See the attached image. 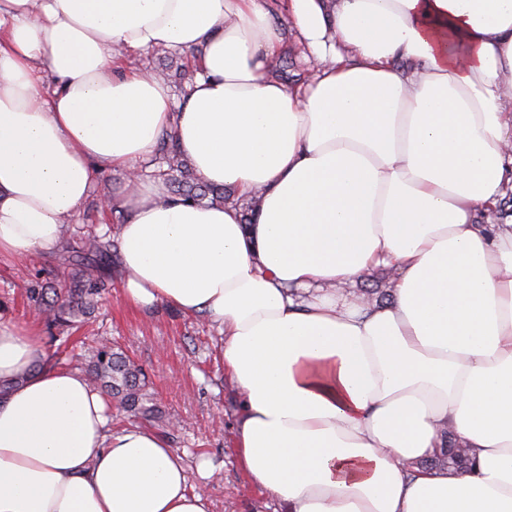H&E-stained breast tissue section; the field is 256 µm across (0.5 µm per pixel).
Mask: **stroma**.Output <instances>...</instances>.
Returning a JSON list of instances; mask_svg holds the SVG:
<instances>
[{"label":"stroma","mask_w":512,"mask_h":512,"mask_svg":"<svg viewBox=\"0 0 512 512\" xmlns=\"http://www.w3.org/2000/svg\"><path fill=\"white\" fill-rule=\"evenodd\" d=\"M59 254L34 252L22 260L0 259V316L25 328L36 323L26 308V290L59 271ZM112 281L96 311L66 343V366L82 367L80 342L100 341L127 351L149 376L148 391L177 424L170 441L182 455L196 492L212 512H278L275 499L241 469L234 448L237 394L224 374L217 323L160 306L142 310L122 299L123 279L104 266ZM211 474L202 476L201 463Z\"/></svg>","instance_id":"35a3bbf8"}]
</instances>
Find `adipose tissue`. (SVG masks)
Returning a JSON list of instances; mask_svg holds the SVG:
<instances>
[{"instance_id":"ef3b65f1","label":"adipose tissue","mask_w":512,"mask_h":512,"mask_svg":"<svg viewBox=\"0 0 512 512\" xmlns=\"http://www.w3.org/2000/svg\"><path fill=\"white\" fill-rule=\"evenodd\" d=\"M312 77L285 83L266 0H0V256L60 244L96 171L174 130L208 183L113 196L122 296L219 324L235 446L282 512H512V0H288ZM194 52L181 104L118 51ZM392 271L383 303L355 285ZM0 320V512H212L165 438L40 368ZM23 383H16L18 374ZM452 429L464 473L416 468Z\"/></svg>"}]
</instances>
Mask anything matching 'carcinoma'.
I'll use <instances>...</instances> for the list:
<instances>
[{
	"label": "carcinoma",
	"instance_id": "cac0c4a2",
	"mask_svg": "<svg viewBox=\"0 0 512 512\" xmlns=\"http://www.w3.org/2000/svg\"><path fill=\"white\" fill-rule=\"evenodd\" d=\"M157 155L166 163V168L158 171V175L166 181L173 194L197 205H238L233 190L207 184L197 175L190 160L179 150L173 132L163 135ZM118 234L119 225L111 224L103 234L87 237L78 250L66 244L63 264L71 268V278L54 285L40 282L28 289L29 308L48 331L51 341L61 339L64 332L91 316L109 283L101 268L103 261L116 253ZM86 376L91 385L106 392L117 408L168 433L170 422L146 392L144 372L126 353L108 346L90 349ZM443 434L446 439L444 446L421 465L448 467L456 471L468 468L470 459L457 454L453 434L446 430Z\"/></svg>",
	"mask_w": 512,
	"mask_h": 512
}]
</instances>
